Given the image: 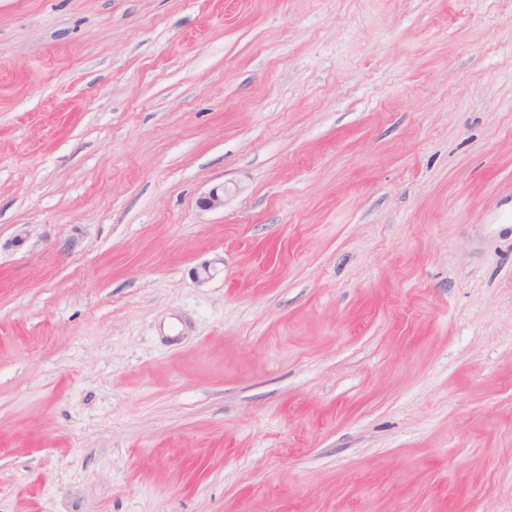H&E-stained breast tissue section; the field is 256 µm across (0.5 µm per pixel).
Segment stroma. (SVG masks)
Listing matches in <instances>:
<instances>
[{"mask_svg": "<svg viewBox=\"0 0 512 512\" xmlns=\"http://www.w3.org/2000/svg\"><path fill=\"white\" fill-rule=\"evenodd\" d=\"M0 512H512V0H0Z\"/></svg>", "mask_w": 512, "mask_h": 512, "instance_id": "35a3bbf8", "label": "stroma"}]
</instances>
